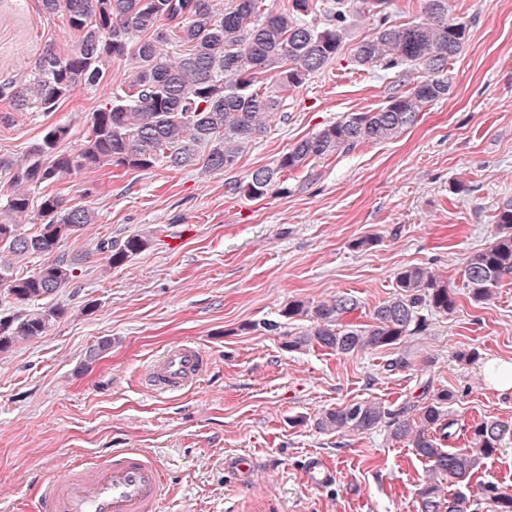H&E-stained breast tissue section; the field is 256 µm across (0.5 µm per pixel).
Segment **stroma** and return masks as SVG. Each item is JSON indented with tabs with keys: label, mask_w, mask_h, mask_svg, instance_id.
Masks as SVG:
<instances>
[{
	"label": "stroma",
	"mask_w": 512,
	"mask_h": 512,
	"mask_svg": "<svg viewBox=\"0 0 512 512\" xmlns=\"http://www.w3.org/2000/svg\"><path fill=\"white\" fill-rule=\"evenodd\" d=\"M448 16L467 27L448 63V95L393 139L283 174L259 197L230 191L297 141L385 106L422 76L356 66L345 47L289 94L233 170L87 171L67 183L65 198L97 221L57 249L79 267L51 299L64 315L47 335L0 352V512H37L35 476H63L112 448L162 464L171 488L160 512H417L425 464L408 444L379 429L322 434L315 417L445 388L459 424L512 422V392L492 390L479 370L486 359L512 362V277L479 306L464 286L466 257L492 242L494 210L512 199V0H448ZM64 38L62 17L40 13L38 0H0V81ZM129 73L113 66L109 83L48 114L0 107V154L22 155L57 123L70 128L63 148H77ZM146 227L155 231L148 248L106 268L99 243ZM412 265L434 269L456 300L427 332L348 355L285 348L302 327L283 317L289 302L345 292L367 324ZM273 321L278 330H268ZM104 338L111 348L89 359ZM178 342L207 354L206 376L180 392L150 390L146 365ZM401 355L409 367L388 370ZM242 456L255 461L254 477L231 469ZM312 457L333 468L332 483L306 482Z\"/></svg>",
	"instance_id": "1"
}]
</instances>
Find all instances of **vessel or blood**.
I'll list each match as a JSON object with an SVG mask.
<instances>
[{
	"label": "vessel or blood",
	"mask_w": 512,
	"mask_h": 512,
	"mask_svg": "<svg viewBox=\"0 0 512 512\" xmlns=\"http://www.w3.org/2000/svg\"><path fill=\"white\" fill-rule=\"evenodd\" d=\"M206 358L194 346L176 343L153 360L149 386L179 390L201 377ZM39 512H158L168 495L160 464L146 453L115 448L102 462L77 467L63 477H37Z\"/></svg>",
	"instance_id": "b4317fda"
}]
</instances>
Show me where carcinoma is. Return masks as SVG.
Segmentation results:
<instances>
[{
    "instance_id": "obj_1",
    "label": "carcinoma",
    "mask_w": 512,
    "mask_h": 512,
    "mask_svg": "<svg viewBox=\"0 0 512 512\" xmlns=\"http://www.w3.org/2000/svg\"><path fill=\"white\" fill-rule=\"evenodd\" d=\"M40 10L61 15L68 41L44 45L21 78L0 82V100L13 112H53L77 89L106 83L114 64L135 62L130 79L112 87L110 101L92 112L83 141L58 149L65 125L48 126L21 158L0 155V288L20 305H33L68 287L78 270L58 256L25 276L11 259L47 256L60 240L96 221L95 212L69 205L56 188L86 172L231 170L265 135L288 92L322 71L366 17L373 33L351 48L359 67L414 69L423 79L384 107L353 112L296 142L272 166L253 170L232 190L264 195L286 172L347 154L368 142L389 140L412 127L423 108L448 95V61L463 48L466 25L448 19V0H421V20L395 24L393 0H286L273 11L265 0H39ZM31 217L25 231L18 219ZM494 241L465 261L471 301L493 298L512 275V199L493 216ZM148 228L121 242H101L108 267L148 247ZM397 293L376 306L370 324L351 320L358 309L348 293L318 302L293 301L282 316L309 322L287 342L288 350L322 348L341 354L391 349L427 330L428 318L446 315L456 300L432 268L408 266L395 276ZM63 309L57 306L0 313V351L20 340L44 336ZM454 394L437 390L420 400L387 405L352 402L316 418V430L359 436L376 428L406 442L427 463L417 512H512V490L494 482L471 485L482 462L501 450L512 427L494 419L466 430L465 447L445 449L456 438L447 405Z\"/></svg>"
}]
</instances>
